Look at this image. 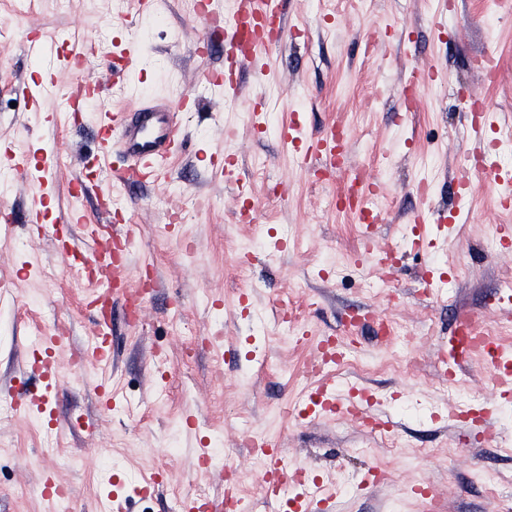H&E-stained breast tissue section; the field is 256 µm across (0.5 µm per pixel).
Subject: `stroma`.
<instances>
[{
	"label": "stroma",
	"instance_id": "stroma-1",
	"mask_svg": "<svg viewBox=\"0 0 512 512\" xmlns=\"http://www.w3.org/2000/svg\"><path fill=\"white\" fill-rule=\"evenodd\" d=\"M193 2L154 0L141 17L135 0L122 9L115 0H30L22 10L0 0V149L26 162L0 179V203L19 212L29 205L41 147L55 146L59 162L44 215L57 238L34 236L23 223L0 229V270L15 276L0 297V402L47 335L68 338L49 394L54 425L37 412L0 420V512H56L43 495L47 472L68 487L69 512H109L115 494L131 497L133 512H173L176 500L224 492L222 468L197 467L200 438L236 463L254 457L247 439L256 434L285 464L319 479L309 492L328 497L329 512H494L493 502L512 499V402L496 396L478 357L459 371L462 385L449 387L437 345L463 310L512 350V317L486 312L494 299L512 308L503 286L512 256L489 244L512 213L499 209L492 179L472 176L462 198L452 189L458 155L471 147L464 90L485 99L488 137L512 131V12L492 0H451L445 35L431 22L440 0H282L289 37L268 50L260 89L244 74L231 102L197 76ZM374 29L381 43L368 55L362 39ZM37 32L47 40L40 59L27 52ZM131 42L145 48L130 78L146 94L197 103L176 115L189 134L182 153L145 186L118 181L123 157L100 160L96 142L101 113L129 105L112 66ZM90 49L87 75L103 92L76 121L62 63ZM484 52L498 63L492 82L470 64ZM413 66L436 77L405 112L399 86ZM46 77L53 87L41 106L25 103L23 83ZM257 93L268 125L260 134L251 125ZM295 115L313 135L342 119L349 168L329 182L305 171L283 135ZM228 126L236 140L225 141ZM226 150L236 166L210 165L208 154ZM359 167L379 186L364 194L384 216L377 236L398 257L385 273L360 257L355 216L331 203ZM425 204L454 218L455 232L421 253L412 229ZM116 208L135 227V263L153 293L134 327L115 300V358L79 377L70 353L93 343V314L81 301L98 281L64 263L59 243L103 233ZM318 336L351 345L358 365L335 374L372 395L374 413L393 422L386 437L339 416L301 418L317 381L308 368ZM478 404L497 428L485 443L464 436L465 412ZM477 472L488 481L475 482ZM157 473V492L138 496Z\"/></svg>",
	"mask_w": 512,
	"mask_h": 512
}]
</instances>
